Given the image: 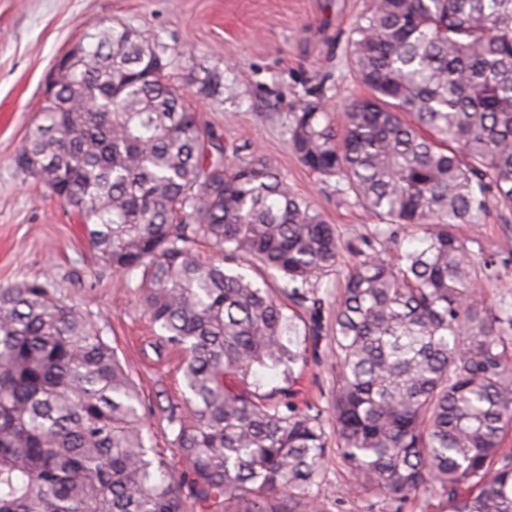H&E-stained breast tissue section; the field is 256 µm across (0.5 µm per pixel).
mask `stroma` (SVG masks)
I'll return each instance as SVG.
<instances>
[{
  "instance_id": "1",
  "label": "stroma",
  "mask_w": 512,
  "mask_h": 512,
  "mask_svg": "<svg viewBox=\"0 0 512 512\" xmlns=\"http://www.w3.org/2000/svg\"><path fill=\"white\" fill-rule=\"evenodd\" d=\"M368 0H0V287L50 278L63 301L84 312L126 366L140 393L149 445L186 470L171 416L186 413L178 354L160 346L141 304L142 273L119 274L89 246L75 208L15 162L45 102L59 58L87 30L120 21L147 36L167 80L245 158L261 155L289 188L336 227L342 243L379 229L378 219L341 198L335 181L304 167L289 147L293 115L308 100L343 111L361 89L347 63L352 30ZM480 250L497 254L500 279L488 301L512 299V220L489 211L460 225ZM302 401L326 405L332 360L295 365ZM328 454L312 493L321 512H444L438 493L395 506L353 493Z\"/></svg>"
}]
</instances>
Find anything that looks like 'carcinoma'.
Masks as SVG:
<instances>
[{"instance_id":"obj_1","label":"carcinoma","mask_w":512,"mask_h":512,"mask_svg":"<svg viewBox=\"0 0 512 512\" xmlns=\"http://www.w3.org/2000/svg\"><path fill=\"white\" fill-rule=\"evenodd\" d=\"M352 34L367 94L336 119L308 101L289 129L305 167L390 226L348 246L332 303L335 229L266 158L226 157L142 34L82 35L16 164L35 162L112 268L142 270L144 312L182 355L190 476L149 455L137 389L86 316L22 281L0 288V512H319L325 413L354 491L512 512V309L481 291L498 260L454 232L512 215V0H371ZM200 235L287 280L292 306L200 260ZM322 340L325 408L228 384L280 365L291 383Z\"/></svg>"}]
</instances>
